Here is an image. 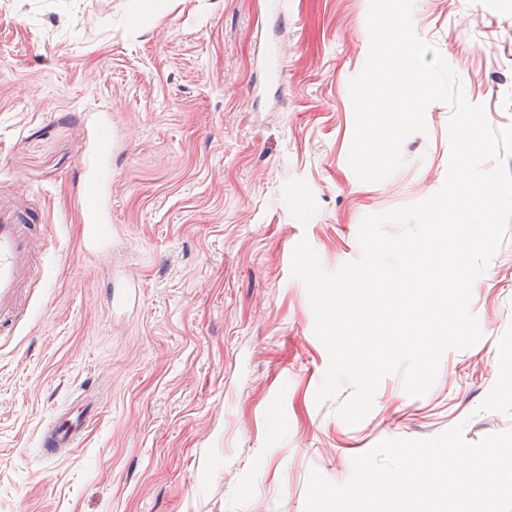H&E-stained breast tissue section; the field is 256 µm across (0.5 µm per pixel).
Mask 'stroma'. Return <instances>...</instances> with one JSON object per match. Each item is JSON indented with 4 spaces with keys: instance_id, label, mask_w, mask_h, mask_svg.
Wrapping results in <instances>:
<instances>
[{
    "instance_id": "stroma-1",
    "label": "stroma",
    "mask_w": 512,
    "mask_h": 512,
    "mask_svg": "<svg viewBox=\"0 0 512 512\" xmlns=\"http://www.w3.org/2000/svg\"><path fill=\"white\" fill-rule=\"evenodd\" d=\"M0 0V199L46 216L43 277L0 334V512H304L311 471L341 484L385 439L512 430V221L472 287L481 339L446 351L423 396L385 376L358 424L316 403L329 364L305 286L307 240L336 271L364 216L443 185L452 109L435 101L404 166L348 164L349 92L368 0ZM412 26L468 102L512 125V0H413ZM108 110L118 233L84 257L77 202L89 127ZM130 302L109 311L108 275ZM97 422L64 459L41 427L78 391Z\"/></svg>"
}]
</instances>
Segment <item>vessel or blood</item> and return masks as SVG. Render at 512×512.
Wrapping results in <instances>:
<instances>
[{
    "label": "vessel or blood",
    "mask_w": 512,
    "mask_h": 512,
    "mask_svg": "<svg viewBox=\"0 0 512 512\" xmlns=\"http://www.w3.org/2000/svg\"><path fill=\"white\" fill-rule=\"evenodd\" d=\"M80 179L91 190L84 212L87 223L94 226L84 239L83 250L91 255L100 254L105 252L106 245L96 227L112 221V177L102 172L96 149L85 152ZM40 221V215L15 203L0 201V329L14 325L23 288L38 278L35 252ZM96 416L97 409L85 392L73 395L41 431L40 444L46 457L59 459L78 447Z\"/></svg>",
    "instance_id": "vessel-or-blood-1"
}]
</instances>
